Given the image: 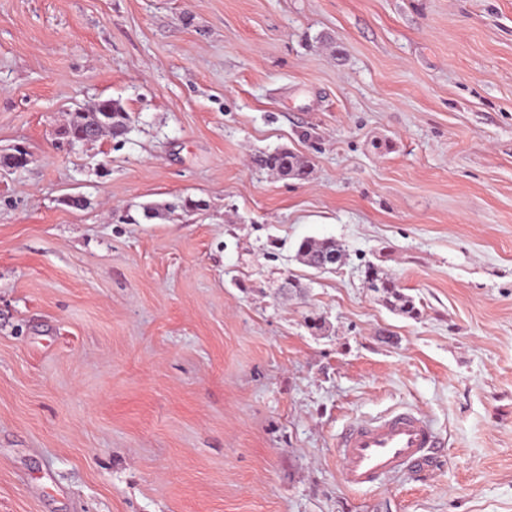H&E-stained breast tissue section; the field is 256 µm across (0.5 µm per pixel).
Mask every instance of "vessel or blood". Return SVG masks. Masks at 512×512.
Wrapping results in <instances>:
<instances>
[{
    "label": "vessel or blood",
    "mask_w": 512,
    "mask_h": 512,
    "mask_svg": "<svg viewBox=\"0 0 512 512\" xmlns=\"http://www.w3.org/2000/svg\"><path fill=\"white\" fill-rule=\"evenodd\" d=\"M435 445L430 420L406 408L351 424L339 437L337 448L345 483L371 487L388 476L424 465Z\"/></svg>",
    "instance_id": "obj_1"
}]
</instances>
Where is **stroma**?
<instances>
[{"label":"stroma","instance_id":"obj_1","mask_svg":"<svg viewBox=\"0 0 512 512\" xmlns=\"http://www.w3.org/2000/svg\"><path fill=\"white\" fill-rule=\"evenodd\" d=\"M101 99L128 133L69 144ZM18 148L0 512H512V0H0ZM399 408L428 467L347 486L341 433ZM256 166L262 169L277 170L283 176L303 178L307 165L298 156L288 151H279L271 154H260L254 158ZM344 249L342 246L336 241L327 239V240H316L312 238L303 239L297 248V257L302 264L307 267L313 268L311 265V260H313V256L315 253H333L335 252L337 256L340 258L343 254ZM339 263L336 266L342 265L343 257L339 259ZM314 269V268H313ZM364 274L369 287L383 293L392 309L409 317L418 315V309L415 306L413 297L403 293L399 285L391 277L374 265H367Z\"/></svg>","mask_w":512,"mask_h":512}]
</instances>
